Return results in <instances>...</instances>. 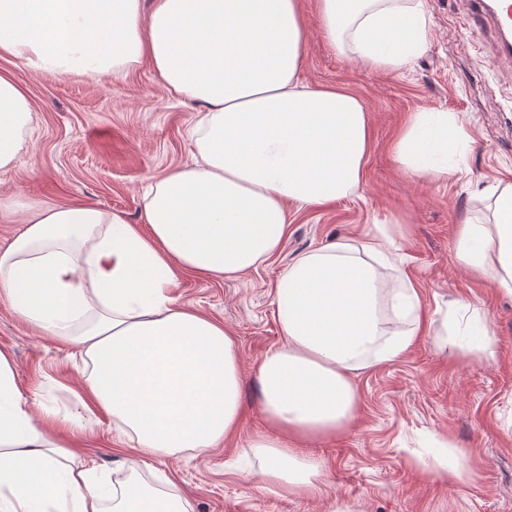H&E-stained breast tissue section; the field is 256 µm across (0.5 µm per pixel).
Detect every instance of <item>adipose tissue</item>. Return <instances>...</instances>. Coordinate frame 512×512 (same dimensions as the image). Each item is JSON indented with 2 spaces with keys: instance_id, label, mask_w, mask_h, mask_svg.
Masks as SVG:
<instances>
[{
  "instance_id": "1",
  "label": "adipose tissue",
  "mask_w": 512,
  "mask_h": 512,
  "mask_svg": "<svg viewBox=\"0 0 512 512\" xmlns=\"http://www.w3.org/2000/svg\"><path fill=\"white\" fill-rule=\"evenodd\" d=\"M320 33L375 71H397L426 46L422 0H317ZM307 21L299 0H0V59L51 77L103 75L149 63L167 92L198 104L193 162L150 185L143 220L91 205L26 214L0 246V302L42 334L77 344L91 402L121 425L122 484L71 448L79 421L29 400L0 350V512H193L150 486L144 457L204 453L238 435L245 409L238 351L223 324L180 304L183 278L239 277L288 233L290 206L351 196L365 175L372 128L365 100L300 80ZM25 89L0 73V170L30 150ZM472 138L450 112L411 113L392 150L408 172L466 166ZM492 221L467 218L456 257L512 295V184L496 187ZM394 241L366 233L294 256L271 304L282 334L252 370L269 427L251 446L269 489L325 496V466L302 449L352 425L362 372L401 359L422 334L419 294L391 293L381 271ZM453 346L494 355L479 320Z\"/></svg>"
}]
</instances>
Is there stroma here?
Returning <instances> with one entry per match:
<instances>
[{
  "label": "stroma",
  "instance_id": "35a3bbf8",
  "mask_svg": "<svg viewBox=\"0 0 512 512\" xmlns=\"http://www.w3.org/2000/svg\"><path fill=\"white\" fill-rule=\"evenodd\" d=\"M299 3L309 27L304 82L348 88L370 106L364 181L334 205L291 210L279 253L258 270L224 281L187 278L177 293L224 323L247 374L280 340L272 289L290 259L385 226L432 324L403 358L356 378L359 412L350 430L307 450L327 465L331 492L362 512H512V297L459 264L454 240L456 224L486 215L487 186L512 183V60L500 54L493 26L471 0H423L426 48L388 73L334 51L319 33L315 0ZM0 68L26 88L32 108L30 154L0 171V197L18 209L92 204L135 224L146 186L192 161L195 108L170 97L149 64L60 79L2 59ZM423 108L464 122L474 140L466 172L416 176L398 162L391 142L408 114ZM461 298L472 301L468 312L453 309ZM477 316L495 333L488 359L458 354L451 344L455 323ZM0 350L11 355L25 396L90 418L87 455L111 479H123L113 466L111 417L88 414L82 404L77 346L40 334L0 303ZM265 428L248 415L239 435L208 455L184 450L150 458L142 474L170 479L194 512H324L323 500L260 488L250 441ZM458 464L467 479L444 478Z\"/></svg>",
  "mask_w": 512,
  "mask_h": 512
}]
</instances>
